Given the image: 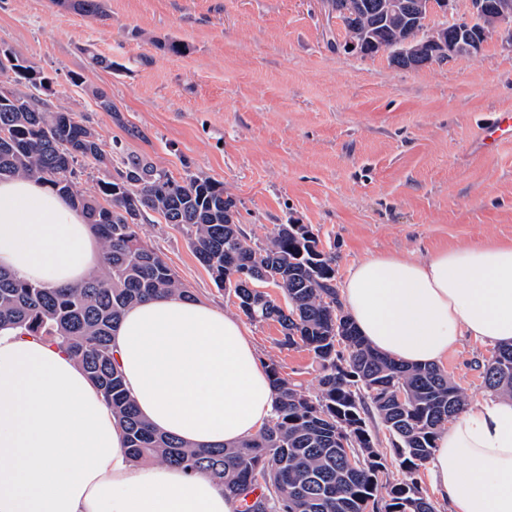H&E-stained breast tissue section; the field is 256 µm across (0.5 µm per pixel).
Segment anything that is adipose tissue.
<instances>
[{
  "instance_id": "ef3b65f1",
  "label": "adipose tissue",
  "mask_w": 512,
  "mask_h": 512,
  "mask_svg": "<svg viewBox=\"0 0 512 512\" xmlns=\"http://www.w3.org/2000/svg\"><path fill=\"white\" fill-rule=\"evenodd\" d=\"M101 260L83 212L28 177L0 181V267L47 287L76 285ZM379 353L440 363L471 336L512 344V245L475 243L416 262L367 256L340 287ZM112 347L154 428L195 447L255 436L276 391L245 324L166 294L123 314ZM448 512H512V399L466 405L428 460ZM204 473L133 465L111 409L80 364L41 336L0 330V512H238Z\"/></svg>"
}]
</instances>
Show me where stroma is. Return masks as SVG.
<instances>
[{
	"mask_svg": "<svg viewBox=\"0 0 512 512\" xmlns=\"http://www.w3.org/2000/svg\"><path fill=\"white\" fill-rule=\"evenodd\" d=\"M95 19L51 0H0V46L52 80L50 104L82 114L112 149L111 167L78 175L80 191L146 155L174 177L220 181L248 239L308 224L336 256V276L368 255L425 260L476 242L512 244V142L474 154L478 124L512 110V51L416 69L342 49L321 0H104ZM180 41L174 54L164 41ZM112 57L106 71L88 53ZM81 75L74 85L73 75ZM107 95L123 116L98 106ZM136 126L139 136L127 133ZM141 238L180 287L231 315L235 299L196 260L187 227L142 222ZM248 328L262 358L308 392L321 367ZM492 345L464 338L440 363L467 402L488 397L478 365Z\"/></svg>",
	"mask_w": 512,
	"mask_h": 512,
	"instance_id": "35a3bbf8",
	"label": "stroma"
}]
</instances>
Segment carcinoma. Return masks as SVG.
Listing matches in <instances>:
<instances>
[{
  "label": "carcinoma",
  "instance_id": "1",
  "mask_svg": "<svg viewBox=\"0 0 512 512\" xmlns=\"http://www.w3.org/2000/svg\"><path fill=\"white\" fill-rule=\"evenodd\" d=\"M56 2L88 17L104 13L101 0ZM413 37L411 27L385 25L378 43L389 49ZM49 88L43 71L0 47V179H41L69 198L102 244L101 267L78 285L56 288L0 270V329L43 336L70 352L121 424L133 461L204 472L224 495L242 501V512H434L418 470L438 431L465 405L448 373L380 355L348 316H338L336 258L307 224H282L266 243H253L224 184L199 175L178 180L146 157L125 162L100 183L99 195L82 194L77 172L107 166L108 153L81 115L50 107ZM148 213L189 226L196 259L241 313L251 322H277L279 345L304 347L321 366L319 391L311 396L268 364L277 391L272 418L239 445L196 449L156 432L139 416L114 359L112 330L126 308L165 293L189 296L139 235ZM243 275L271 278L285 304L245 287ZM482 379L487 389L512 396L511 346L494 350ZM373 416L388 433V455L376 446ZM350 454L363 457L362 465L350 467ZM394 464L405 479L385 499L379 479Z\"/></svg>",
  "mask_w": 512,
  "mask_h": 512
}]
</instances>
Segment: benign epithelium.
<instances>
[{"mask_svg":"<svg viewBox=\"0 0 512 512\" xmlns=\"http://www.w3.org/2000/svg\"><path fill=\"white\" fill-rule=\"evenodd\" d=\"M455 0H388L386 9L394 15H406L422 26L425 39L419 46H405L398 59L405 68L416 69L433 59L451 61L457 56L483 52L488 40L494 39L501 46L512 49V0H469L468 14L457 20L454 33L448 26L435 25L433 19L454 16ZM325 5L334 14H342L341 26L356 24L359 2Z\"/></svg>","mask_w":512,"mask_h":512,"instance_id":"benign-epithelium-1","label":"benign epithelium"}]
</instances>
